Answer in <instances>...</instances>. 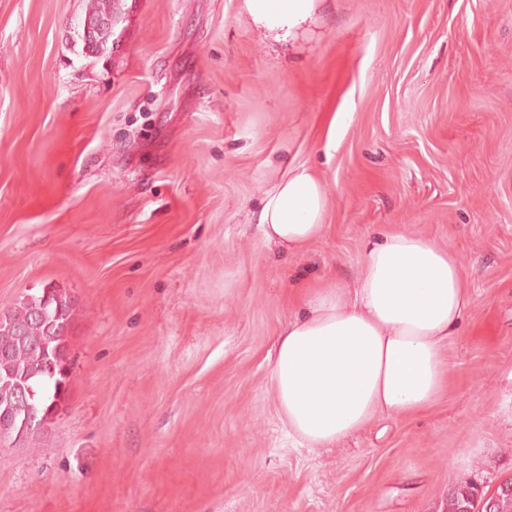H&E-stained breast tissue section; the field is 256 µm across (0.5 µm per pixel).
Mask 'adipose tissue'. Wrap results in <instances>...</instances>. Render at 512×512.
<instances>
[{
  "label": "adipose tissue",
  "instance_id": "obj_1",
  "mask_svg": "<svg viewBox=\"0 0 512 512\" xmlns=\"http://www.w3.org/2000/svg\"><path fill=\"white\" fill-rule=\"evenodd\" d=\"M322 0H246L254 23L292 35ZM323 177L291 168L262 208L266 241L293 253L327 232ZM475 301L453 251L397 229L366 249L352 290L322 281L280 333L269 385L279 419L303 444L330 448L385 417L429 410L451 384L445 354Z\"/></svg>",
  "mask_w": 512,
  "mask_h": 512
}]
</instances>
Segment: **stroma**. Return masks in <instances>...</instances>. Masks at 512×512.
Here are the masks:
<instances>
[{
  "mask_svg": "<svg viewBox=\"0 0 512 512\" xmlns=\"http://www.w3.org/2000/svg\"><path fill=\"white\" fill-rule=\"evenodd\" d=\"M91 4L0 0V315L73 310L63 401L0 439V512H443L511 479L512 0H323L280 41L245 0H114L99 54ZM298 165L330 228L285 253L258 216ZM391 226L474 288L455 383L301 446L269 386L290 299L353 288ZM112 26L113 23H107L103 24L101 22H95L90 19H86L84 22V32L85 37L89 42H94L96 44L102 45L100 48L99 46L95 44H89L92 48V51H99L101 49H104L106 45V42L110 38V35L112 34ZM85 39V40H86Z\"/></svg>",
  "mask_w": 512,
  "mask_h": 512,
  "instance_id": "obj_1",
  "label": "stroma"
}]
</instances>
